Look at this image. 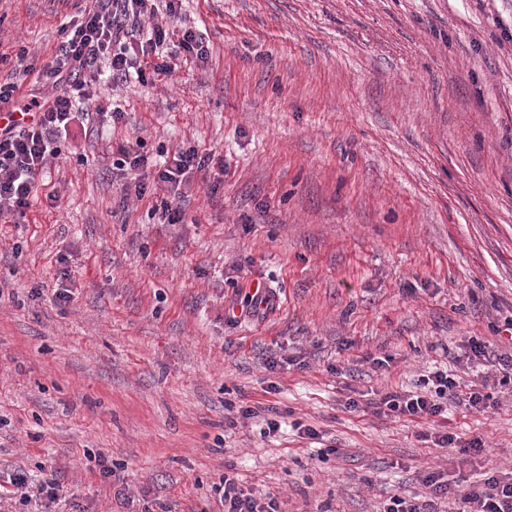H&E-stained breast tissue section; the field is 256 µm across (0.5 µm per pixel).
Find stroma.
<instances>
[{
	"instance_id": "35a3bbf8",
	"label": "stroma",
	"mask_w": 512,
	"mask_h": 512,
	"mask_svg": "<svg viewBox=\"0 0 512 512\" xmlns=\"http://www.w3.org/2000/svg\"><path fill=\"white\" fill-rule=\"evenodd\" d=\"M90 5L0 0V74L48 59ZM156 21L207 58L102 87L122 119L76 135L0 221V483L56 472L54 512H220L228 471L282 512H379L429 470L511 472L512 372L465 352H512V0H183ZM135 139L152 160L211 154L182 223L105 171ZM258 285L275 308L242 315ZM436 369L480 385L447 426L484 454L366 408ZM229 404L259 415L229 427Z\"/></svg>"
}]
</instances>
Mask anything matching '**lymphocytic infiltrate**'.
<instances>
[{"label": "lymphocytic infiltrate", "mask_w": 512, "mask_h": 512, "mask_svg": "<svg viewBox=\"0 0 512 512\" xmlns=\"http://www.w3.org/2000/svg\"><path fill=\"white\" fill-rule=\"evenodd\" d=\"M181 2L93 0L81 17L65 27L66 37L50 60L21 61L22 73L35 78L32 88L23 89L19 75L0 77V109L21 116L20 121L0 128V217L25 214L37 194L41 174L61 155L74 128H88L94 121L90 106L101 66H108L116 84L133 77L142 82L150 73H171V65L161 59L169 33L158 24L146 26L145 20L162 8L176 13ZM211 161L210 154L196 148H180L152 169L137 144L129 142L118 146L112 168L130 176L137 196H144L151 183L166 191L161 219L178 224L183 220L186 177L190 171L208 168ZM458 386L448 372L436 370L422 377L418 391L388 392L373 406L430 425L439 448L458 446L466 454L482 452L480 439L459 445L457 436L441 425L449 401L458 396ZM420 482L424 494L391 496L382 512H439L437 504L442 499L452 501L456 512H512V479H502L493 470L477 483L449 484L440 469L428 471ZM221 485L224 512H281L273 494L255 496L230 475L222 477Z\"/></svg>", "instance_id": "f902f5d3"}]
</instances>
